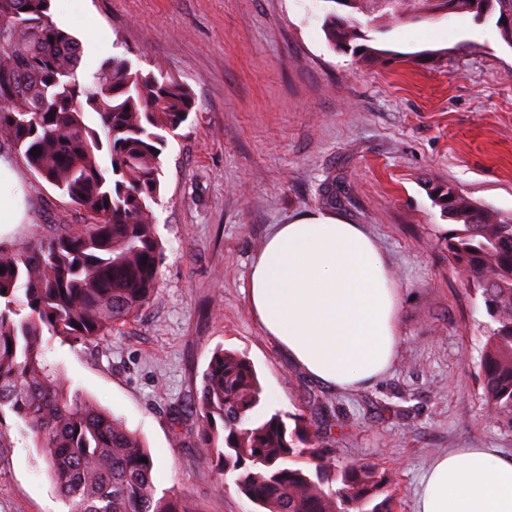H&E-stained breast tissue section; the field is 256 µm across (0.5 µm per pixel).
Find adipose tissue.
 I'll use <instances>...</instances> for the list:
<instances>
[{"label":"adipose tissue","instance_id":"1","mask_svg":"<svg viewBox=\"0 0 512 512\" xmlns=\"http://www.w3.org/2000/svg\"><path fill=\"white\" fill-rule=\"evenodd\" d=\"M25 214L20 175L0 158V226L23 223ZM247 296L264 335L331 389L372 385L396 358L401 290L360 225L322 214L274 225L251 266ZM414 512H512V456L494 448L441 455Z\"/></svg>","mask_w":512,"mask_h":512}]
</instances>
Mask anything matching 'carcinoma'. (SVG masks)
<instances>
[{
	"label": "carcinoma",
	"instance_id": "carcinoma-1",
	"mask_svg": "<svg viewBox=\"0 0 512 512\" xmlns=\"http://www.w3.org/2000/svg\"><path fill=\"white\" fill-rule=\"evenodd\" d=\"M331 2L352 9L324 19L329 42L342 50L369 24L410 12L495 15L512 44V0ZM79 65V43L52 20L51 0H0V137L87 217L25 249L0 243V410L20 418L43 448L69 512H195L186 496L158 492L142 440L44 361V331L93 340L152 299L162 256L152 211L162 132L177 129L195 104L188 86L125 60L89 74ZM432 190L454 225L448 259L480 290L490 319L480 360L484 404L494 419L512 422V216L451 184ZM197 409L201 463L230 474L261 512H392L391 479L366 462L336 464L311 420L269 411L246 356L213 353Z\"/></svg>",
	"mask_w": 512,
	"mask_h": 512
}]
</instances>
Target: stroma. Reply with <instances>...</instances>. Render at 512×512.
Wrapping results in <instances>:
<instances>
[{"mask_svg": "<svg viewBox=\"0 0 512 512\" xmlns=\"http://www.w3.org/2000/svg\"><path fill=\"white\" fill-rule=\"evenodd\" d=\"M329 0H55L86 71L108 40L133 69L190 86L195 107L165 135L152 207L163 246L158 288L139 314L90 343L44 334L45 359L74 391L120 419L155 459L158 489L198 512H258L231 476L202 465L194 402L215 350L246 354L271 410L321 420L319 443L393 481L395 512H414L438 455L496 448L512 423L489 419L481 350L488 317L448 260L449 224L428 192L449 182L512 214V45L473 14L365 29L390 64L334 49ZM28 220L0 236L26 247L84 212L13 144ZM326 212L363 225L401 288L400 346L375 384L340 392L292 365L253 321L252 262L272 225ZM0 512H68L35 438L0 411Z\"/></svg>", "mask_w": 512, "mask_h": 512, "instance_id": "obj_1", "label": "stroma"}]
</instances>
